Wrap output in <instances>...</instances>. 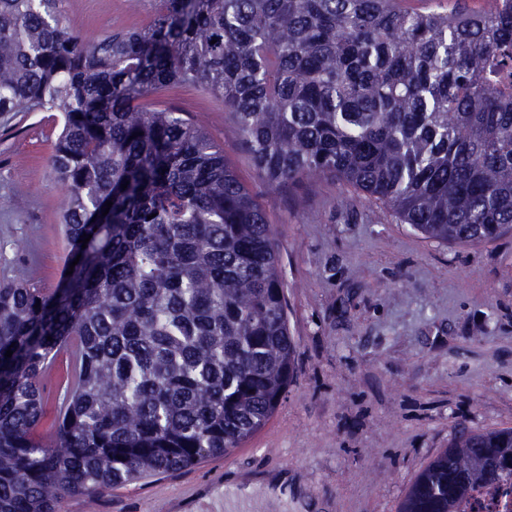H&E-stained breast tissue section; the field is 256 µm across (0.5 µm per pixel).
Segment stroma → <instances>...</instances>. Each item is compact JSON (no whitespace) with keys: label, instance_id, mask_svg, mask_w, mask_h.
<instances>
[{"label":"stroma","instance_id":"35a3bbf8","mask_svg":"<svg viewBox=\"0 0 512 512\" xmlns=\"http://www.w3.org/2000/svg\"><path fill=\"white\" fill-rule=\"evenodd\" d=\"M95 39L145 24L156 0H63ZM175 106L224 149L274 230L297 346L294 378L267 424L229 457L92 494L55 512H224L230 478L287 474L303 512H398L405 492L461 430L512 427V232L479 245L429 240L333 180L299 198L271 188L239 147L232 118L191 87ZM53 112L0 128V282L55 287L65 263L63 188L47 158Z\"/></svg>","mask_w":512,"mask_h":512}]
</instances>
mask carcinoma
I'll return each mask as SVG.
<instances>
[{
	"mask_svg": "<svg viewBox=\"0 0 512 512\" xmlns=\"http://www.w3.org/2000/svg\"><path fill=\"white\" fill-rule=\"evenodd\" d=\"M413 2L158 0L147 25L89 40L61 0H0V115L61 117L48 166L72 271L48 291L0 284V512L222 456L293 379L266 212L203 129L147 103L160 90L220 102L273 188L330 178L443 243L512 231V0ZM68 344L76 378L47 446L43 386ZM507 484L512 428L469 431L399 512Z\"/></svg>",
	"mask_w": 512,
	"mask_h": 512,
	"instance_id": "cac0c4a2",
	"label": "carcinoma"
}]
</instances>
